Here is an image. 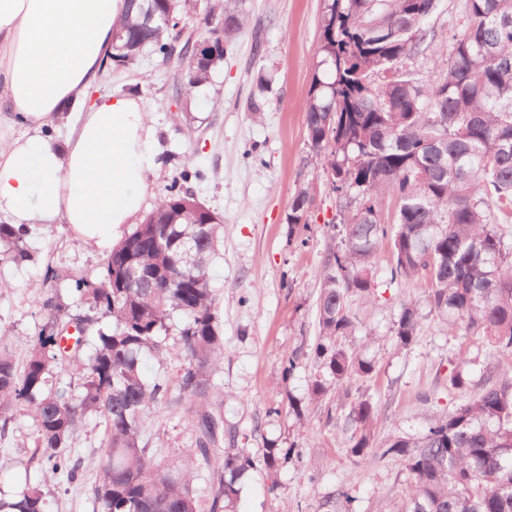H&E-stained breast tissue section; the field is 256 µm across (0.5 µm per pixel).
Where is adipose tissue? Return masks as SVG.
Listing matches in <instances>:
<instances>
[{"label": "adipose tissue", "instance_id": "1", "mask_svg": "<svg viewBox=\"0 0 512 512\" xmlns=\"http://www.w3.org/2000/svg\"><path fill=\"white\" fill-rule=\"evenodd\" d=\"M127 0H0V122L31 133L0 144V216L67 225L111 248L140 213L162 161L135 98L95 95ZM64 142L41 127L62 113Z\"/></svg>", "mask_w": 512, "mask_h": 512}]
</instances>
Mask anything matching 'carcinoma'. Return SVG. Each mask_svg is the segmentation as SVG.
Segmentation results:
<instances>
[{"label":"carcinoma","mask_w":512,"mask_h":512,"mask_svg":"<svg viewBox=\"0 0 512 512\" xmlns=\"http://www.w3.org/2000/svg\"><path fill=\"white\" fill-rule=\"evenodd\" d=\"M441 0H326L310 89L302 104L313 168L336 194L352 197L356 213L340 221L328 248L316 304L314 398L372 362L341 340L356 323L352 295L369 298L373 260L391 246L389 281L429 284L426 301L448 330L481 336L499 358L512 357V0H460L448 20L446 72L425 83L413 64L440 47L428 27ZM143 2L115 33L112 59L133 63L149 51L170 59L174 31L191 0ZM206 15L222 30L187 63L185 93L210 83L224 54L244 31L248 0H215ZM390 195L394 220L380 218L376 200ZM197 200L172 182L155 207L112 246L94 280L73 273L74 298L47 305V322L25 358L16 357L0 328V432L17 417L32 421L31 459L42 479L27 483L0 512H50L59 479L73 483L83 459L72 452L89 417L104 423L91 487L96 512H236L253 458L224 447V402L215 372L224 336L209 263L224 238L221 218L189 207ZM310 183L288 206V236L308 228ZM28 230L0 224V262L28 260ZM422 316L402 304L391 336L413 345ZM176 332L169 343L170 332ZM178 362L174 372L144 377L141 361ZM77 386L62 385L63 373ZM165 405H179L192 448L160 458L143 441L145 423ZM378 404L349 401L350 453L356 463L400 456L413 483L399 512H512V376L496 378L473 400L433 420L417 437L371 446ZM295 454L267 448L263 467L277 476ZM213 475L208 497L193 490L200 465Z\"/></svg>","instance_id":"carcinoma-1"}]
</instances>
